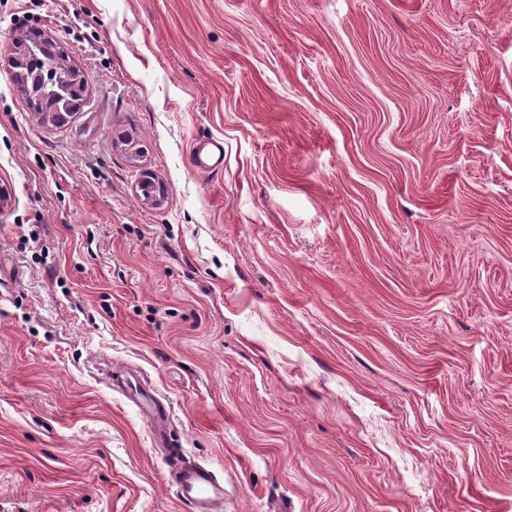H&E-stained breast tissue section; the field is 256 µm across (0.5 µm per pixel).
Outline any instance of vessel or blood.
<instances>
[{
    "label": "vessel or blood",
    "instance_id": "1",
    "mask_svg": "<svg viewBox=\"0 0 512 512\" xmlns=\"http://www.w3.org/2000/svg\"><path fill=\"white\" fill-rule=\"evenodd\" d=\"M224 165V146L213 137L199 139L193 147L192 166L200 172H214ZM124 395L151 424L167 420L169 409L144 387L126 385ZM169 477L178 501L186 512H220L224 504V482L212 468L170 454Z\"/></svg>",
    "mask_w": 512,
    "mask_h": 512
}]
</instances>
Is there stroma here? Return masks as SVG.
I'll return each instance as SVG.
<instances>
[{
	"label": "stroma",
	"instance_id": "1",
	"mask_svg": "<svg viewBox=\"0 0 512 512\" xmlns=\"http://www.w3.org/2000/svg\"><path fill=\"white\" fill-rule=\"evenodd\" d=\"M0 276V512H184L134 376L222 512H512V0H0ZM22 40L30 48L27 58L25 45L13 43L10 60L14 67V82L22 93L25 108L29 112L63 114L71 118L85 99V86L80 73L72 66L63 64L62 47L45 38L39 32H31ZM55 93L61 94L60 100ZM192 166L200 172H214L224 166V146L214 137H202L193 147ZM124 395L128 401L136 406L141 414L151 423L158 425L167 420L169 408L158 401L144 387L135 384L125 385Z\"/></svg>",
	"mask_w": 512,
	"mask_h": 512
}]
</instances>
